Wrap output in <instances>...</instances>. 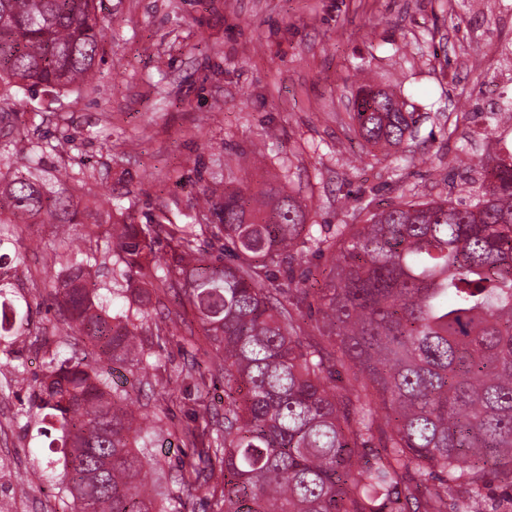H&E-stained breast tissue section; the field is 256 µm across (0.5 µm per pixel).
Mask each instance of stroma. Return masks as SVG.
Wrapping results in <instances>:
<instances>
[{
    "instance_id": "1",
    "label": "stroma",
    "mask_w": 512,
    "mask_h": 512,
    "mask_svg": "<svg viewBox=\"0 0 512 512\" xmlns=\"http://www.w3.org/2000/svg\"><path fill=\"white\" fill-rule=\"evenodd\" d=\"M103 60L81 90L0 92L13 128L74 139L76 157L105 174L82 201L92 211L127 208L135 223L198 222L197 198L215 175L260 189L270 174L329 232L360 224L400 196L456 199L480 182V161L512 148V0H96ZM371 81L393 90L417 123L399 152L366 147L349 117L351 97ZM21 262L11 281L35 310L22 336L0 337V458L13 512H79L59 449L40 435L30 399L50 363L81 359L130 388L142 422L165 411L171 434L158 456L172 512H216L208 485H180L193 454L182 431H203L206 407L222 410L224 376L209 395L177 383L182 367L215 351L194 319L174 335L145 332L147 372L100 356L68 326L47 289L48 255L81 227L18 224Z\"/></svg>"
}]
</instances>
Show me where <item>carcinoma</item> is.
<instances>
[{"mask_svg":"<svg viewBox=\"0 0 512 512\" xmlns=\"http://www.w3.org/2000/svg\"><path fill=\"white\" fill-rule=\"evenodd\" d=\"M100 35L94 0H0V87L80 88L102 62ZM376 88L358 87L351 119L396 151L416 119ZM14 143L28 168L0 172V261L16 224L85 223V172L42 169L69 138ZM480 165L474 194L402 196L328 235L275 179L204 190L205 224L146 230L121 211L60 265L57 306L107 359L145 370L153 298L184 294L222 361L224 425L206 442L186 434L198 462L180 482L219 476V512H448L461 485L468 504L454 512H477L491 480L512 481V152ZM309 251L332 260L320 288L311 271L291 275ZM135 280L147 287L136 306L100 304ZM11 288L0 277V333L28 325ZM130 399L68 359L40 382L82 512H167L153 480L167 416L143 424Z\"/></svg>","mask_w":512,"mask_h":512,"instance_id":"carcinoma-1","label":"carcinoma"}]
</instances>
